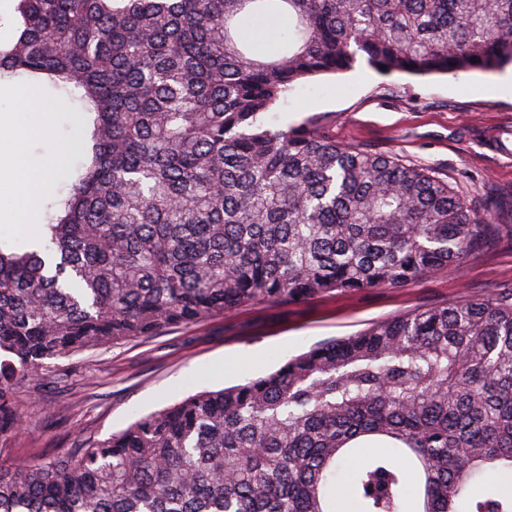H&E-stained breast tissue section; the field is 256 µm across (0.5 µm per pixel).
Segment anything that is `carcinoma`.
Here are the masks:
<instances>
[{
    "instance_id": "carcinoma-1",
    "label": "carcinoma",
    "mask_w": 512,
    "mask_h": 512,
    "mask_svg": "<svg viewBox=\"0 0 512 512\" xmlns=\"http://www.w3.org/2000/svg\"><path fill=\"white\" fill-rule=\"evenodd\" d=\"M291 25L264 58L245 31ZM0 79L86 112L44 246L0 247V437L48 362L244 304L402 287L488 249L428 168L268 127L297 84L512 65V0H13ZM512 290L419 310L45 462L0 512H512Z\"/></svg>"
}]
</instances>
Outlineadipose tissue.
<instances>
[{"label": "adipose tissue", "mask_w": 512, "mask_h": 512, "mask_svg": "<svg viewBox=\"0 0 512 512\" xmlns=\"http://www.w3.org/2000/svg\"><path fill=\"white\" fill-rule=\"evenodd\" d=\"M0 95L11 103L10 111L0 114V218L28 225L36 237L40 234L35 219L38 204L52 192L62 158L77 153L79 143L73 140L61 145L37 165L20 161L19 151L12 144L15 134L46 130L56 116V106L32 94L17 93L11 86Z\"/></svg>", "instance_id": "ef3b65f1"}]
</instances>
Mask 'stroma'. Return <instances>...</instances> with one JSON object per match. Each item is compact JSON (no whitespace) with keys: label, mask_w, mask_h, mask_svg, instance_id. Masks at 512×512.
<instances>
[{"label":"stroma","mask_w":512,"mask_h":512,"mask_svg":"<svg viewBox=\"0 0 512 512\" xmlns=\"http://www.w3.org/2000/svg\"><path fill=\"white\" fill-rule=\"evenodd\" d=\"M499 78L496 72L384 75L360 61L346 73L297 85L266 116L280 127L319 114L332 122L339 143L393 152L428 167L495 219L498 234L489 249L408 286L319 295L301 304L245 305L229 316L52 361L51 370L65 374V381L15 387L21 431L0 439V460L55 458L189 395L271 373L316 344L420 309L512 289V160L484 147L488 129L512 128V97L497 93ZM34 94L58 106L55 123L26 145L36 158L76 134L70 116L81 106L52 89L38 87Z\"/></svg>","instance_id":"obj_1"}]
</instances>
